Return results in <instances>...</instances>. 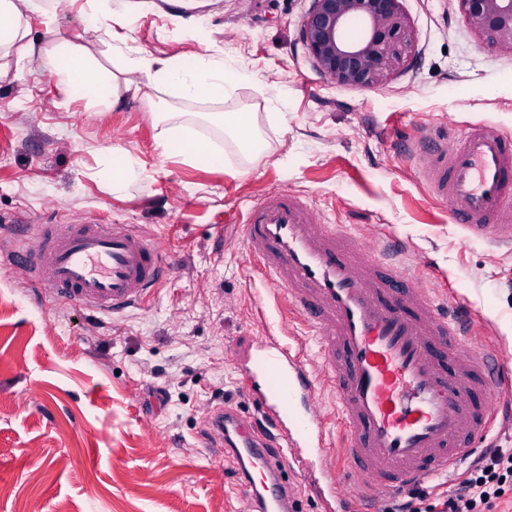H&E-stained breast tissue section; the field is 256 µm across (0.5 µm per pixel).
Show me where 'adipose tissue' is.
<instances>
[{
  "mask_svg": "<svg viewBox=\"0 0 512 512\" xmlns=\"http://www.w3.org/2000/svg\"><path fill=\"white\" fill-rule=\"evenodd\" d=\"M53 66L64 88H71L75 83L91 87L95 93H107L113 102H120L131 90L128 81L123 80V73L136 68L146 71L152 84L175 86L183 98H215L223 95L225 81L235 78L236 73L225 66L220 59L199 60L194 68H184L174 60L131 59L120 57L117 74L112 80H105L92 59L79 57L74 50L60 53ZM159 145L163 154H177L187 162L195 163L203 159L207 149L197 139L193 131L185 125H173L166 128Z\"/></svg>",
  "mask_w": 512,
  "mask_h": 512,
  "instance_id": "ef3b65f1",
  "label": "adipose tissue"
}]
</instances>
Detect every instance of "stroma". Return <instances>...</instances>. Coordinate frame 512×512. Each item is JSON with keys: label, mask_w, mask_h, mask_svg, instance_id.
I'll return each instance as SVG.
<instances>
[{"label": "stroma", "mask_w": 512, "mask_h": 512, "mask_svg": "<svg viewBox=\"0 0 512 512\" xmlns=\"http://www.w3.org/2000/svg\"><path fill=\"white\" fill-rule=\"evenodd\" d=\"M38 4L19 6L26 40L0 49V512H244L235 463L206 441L214 410L257 414L241 357L270 320L323 365L246 252V210L265 195L302 198L366 245L402 239L422 287L456 292L478 339L512 352V243L453 223L406 149L434 124L512 135V55L473 31L457 0H404L417 59L380 90L321 73L300 39L310 0ZM65 45L106 72L118 46L187 66L221 58L241 79L219 99L160 86L116 105L59 89L48 60ZM226 112L251 114L262 159L213 121ZM170 124L191 126L217 156L162 154ZM115 146L144 167L119 195L106 178ZM104 218L160 244L170 276L119 313L45 296L15 225Z\"/></svg>", "instance_id": "stroma-1"}]
</instances>
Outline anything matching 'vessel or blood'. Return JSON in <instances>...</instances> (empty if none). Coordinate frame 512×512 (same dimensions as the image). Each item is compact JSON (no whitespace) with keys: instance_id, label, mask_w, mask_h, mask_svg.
Segmentation results:
<instances>
[{"instance_id":"1","label":"vessel or blood","mask_w":512,"mask_h":512,"mask_svg":"<svg viewBox=\"0 0 512 512\" xmlns=\"http://www.w3.org/2000/svg\"><path fill=\"white\" fill-rule=\"evenodd\" d=\"M417 145L430 192L454 223L485 236L512 229L511 135L483 123L427 130ZM36 235L28 273L83 309L143 304L166 269L162 249L124 224H41ZM244 240L262 278L316 335L342 432L336 455L302 344L265 332L239 366L257 418L224 409L212 419L218 440L233 442L253 512H296L277 465L284 457L322 512H357L447 477L486 445L512 363L473 345L467 305L415 287L402 241L362 246L285 194L248 207Z\"/></svg>"}]
</instances>
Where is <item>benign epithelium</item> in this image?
Listing matches in <instances>:
<instances>
[{
    "label": "benign epithelium",
    "instance_id": "obj_1",
    "mask_svg": "<svg viewBox=\"0 0 512 512\" xmlns=\"http://www.w3.org/2000/svg\"><path fill=\"white\" fill-rule=\"evenodd\" d=\"M471 28L512 53V0H458ZM302 40L334 84L380 89L412 60L414 24L403 0H311Z\"/></svg>",
    "mask_w": 512,
    "mask_h": 512
}]
</instances>
